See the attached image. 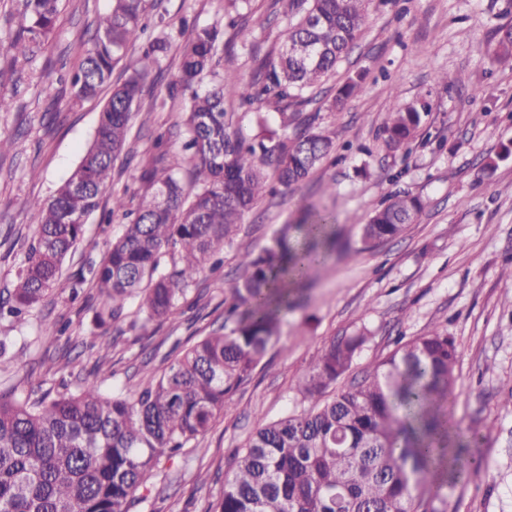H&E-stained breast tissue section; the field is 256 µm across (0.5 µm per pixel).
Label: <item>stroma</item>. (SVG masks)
I'll list each match as a JSON object with an SVG mask.
<instances>
[{
  "label": "stroma",
  "mask_w": 512,
  "mask_h": 512,
  "mask_svg": "<svg viewBox=\"0 0 512 512\" xmlns=\"http://www.w3.org/2000/svg\"><path fill=\"white\" fill-rule=\"evenodd\" d=\"M111 0H62L60 24L51 46L11 64L6 46L18 27L23 0H0V97L13 101L0 112V139L17 148L0 156V295L13 286L37 217L31 199L50 198L93 140L99 111L114 86L131 74L146 47L138 40L114 68L109 85L92 100L74 102L69 92L90 40L95 19ZM282 0H252V10L225 25L242 80L284 38ZM148 37L165 34L169 47L145 81L134 106L130 135L115 161L99 209L86 221L78 248L67 256L64 275L100 263L126 222L112 210L116 195L144 191L143 170L158 135L168 138L167 160L180 173L190 168L177 135L184 100L168 87L196 28L223 23L224 0H155ZM512 26V0H371L365 26L338 65L326 93L302 106L312 131L329 133L335 149L303 182L278 187L239 224L224 248V264L205 273L179 300L178 323L144 321L137 300L124 309V333L115 347L87 344L98 334L94 309L53 292L16 323L0 320L9 357L0 358V391L39 393L76 387L102 378L104 395H130L147 371L161 369L166 354H179L224 322V302L243 276L240 257L259 253L287 224L301 219L300 205L336 213L338 223L327 266L316 269L294 292L296 306L282 324L251 378L230 397L205 437L183 455L162 460L139 493L132 512H213L238 453L259 420L275 421L309 408L297 391L299 378L332 340L366 329L369 340L349 378H358L415 337L437 328L458 350L459 396L453 417L482 437L464 454L481 471L449 481L448 512H512V70L492 61L497 27ZM458 75L453 86L439 73ZM361 75L358 91L344 106L328 102L347 76ZM410 103L427 112L414 138L387 150L383 123L392 109ZM59 118L49 122L48 107ZM407 191L425 203L416 223L399 237L364 248L359 227L394 194ZM69 325L68 356L54 368L43 360L58 348L42 334L44 324Z\"/></svg>",
  "instance_id": "1"
}]
</instances>
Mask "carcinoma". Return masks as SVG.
Masks as SVG:
<instances>
[{
    "label": "carcinoma",
    "instance_id": "1",
    "mask_svg": "<svg viewBox=\"0 0 512 512\" xmlns=\"http://www.w3.org/2000/svg\"><path fill=\"white\" fill-rule=\"evenodd\" d=\"M61 0H24L18 32L7 47L12 59H28L49 45ZM368 0H287L286 37L275 60L263 61L253 82L238 78L235 58L214 55L223 38L212 25L195 30L170 92L185 99L182 135L196 174L186 183L166 163L157 139L136 200L113 198V209L130 216L107 257L65 282L62 263L82 241L78 223L100 206L130 130L132 107L166 49L158 37L100 111L92 143L48 200L30 208L39 224L14 288L0 304V319L17 318L47 295L69 288L77 296L92 285L103 306L96 326L118 327L130 298H139L145 319H177V303L224 250L244 216L263 197L269 179L282 186L304 181L333 150L332 140L300 132L286 140L248 144L229 131L226 102L238 98L278 112L283 131L297 113L286 101H308L345 58L366 22ZM152 0H112L97 18L92 45L72 82L78 101L99 96L129 45L146 29ZM496 61L512 68V27L501 26ZM211 75V87L198 90ZM425 107L394 109L383 126L385 143L411 141ZM424 208L404 192L361 225L364 245L396 238ZM335 223L312 213L290 236L285 232L262 252L242 255V280L234 287L244 318L200 338L159 371L136 397H107L102 382L86 379L75 391L40 397L0 393V512H130L135 492L162 458H171L205 435L224 413L230 394L250 377L279 336L291 308L285 285L305 279L325 263L322 237ZM170 264L161 265L163 254ZM367 341L360 331L325 347L298 381L307 411L258 423L248 448L235 462L216 512H447L445 480L438 471L462 430L450 418L458 398V352L435 328L378 363L358 383L325 394L351 368Z\"/></svg>",
    "mask_w": 512,
    "mask_h": 512
}]
</instances>
